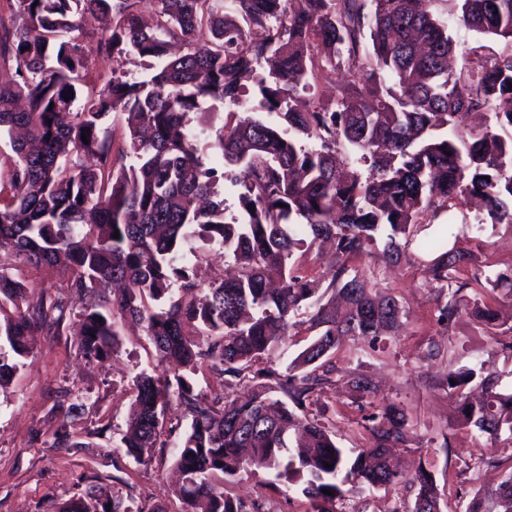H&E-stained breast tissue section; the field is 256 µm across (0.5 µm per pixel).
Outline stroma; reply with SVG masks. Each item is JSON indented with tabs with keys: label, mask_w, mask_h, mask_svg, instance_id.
I'll return each instance as SVG.
<instances>
[{
	"label": "stroma",
	"mask_w": 512,
	"mask_h": 512,
	"mask_svg": "<svg viewBox=\"0 0 512 512\" xmlns=\"http://www.w3.org/2000/svg\"><path fill=\"white\" fill-rule=\"evenodd\" d=\"M447 236L449 243L473 250L476 265L485 272L512 267V229L492 225L472 200L463 199L441 212L437 223L420 229L418 241ZM384 238L366 254L351 259V273L374 289L397 298L404 315L395 334L380 349L364 340H350L335 353L338 371L324 387L320 401L340 447L350 455L370 445L363 427L365 413L349 383L350 373L367 376L375 390L369 400L382 407L396 404L409 419L408 440L395 448L399 470L411 473L427 463L435 478L442 512H464L478 491L495 485L512 464V440H490L456 426L458 391L449 389L444 373L489 367L498 388L512 392V352L500 341L512 339L503 330L492 339L469 314L453 324L438 323L441 299L423 273L425 255L409 244L400 263L388 260ZM119 346L108 359H84L71 328L61 335L33 336L30 356L10 382L0 388V512H39L45 495L66 499L90 483L132 499L135 506L164 504L167 512H181L173 491L175 447L179 432L163 434L151 464L138 465L120 446L131 403L133 378L166 370L140 327H119ZM79 389L98 400L112 429L92 448L55 446L60 388ZM229 496L259 505L260 512H311L309 500L297 482L273 487L266 473L243 472L225 481ZM413 488L401 486L374 491L353 490L336 503V512H390L394 505H409Z\"/></svg>",
	"instance_id": "stroma-1"
}]
</instances>
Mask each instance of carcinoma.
I'll use <instances>...</instances> for the list:
<instances>
[{
	"mask_svg": "<svg viewBox=\"0 0 512 512\" xmlns=\"http://www.w3.org/2000/svg\"><path fill=\"white\" fill-rule=\"evenodd\" d=\"M449 1L457 26L512 43V0H301L295 12L289 0H152L150 25L139 0H13L20 23L0 33V134L25 136L11 141L0 200V388L29 356L34 333L55 336L68 321L81 355L100 361L118 347L117 322L131 320L177 372L134 378L120 443L146 465L171 409L190 419L176 458L182 512H249L214 482L248 469L301 477L312 512H335L348 484L411 483L406 512L439 503L424 465L403 475L391 464V449L406 441L404 412L387 405L365 415L371 446L352 459L311 406L332 382V354L345 339L378 342L403 316L393 295L349 274L350 257L384 233L388 258L401 262L400 239L466 196L484 203L490 223L512 227V53L473 52L449 68L456 46L439 8ZM81 10L112 15L94 46L78 35ZM253 27L263 40L248 38ZM205 30L212 46L200 48ZM94 53L112 61L111 77L86 92L80 78ZM131 55L152 60L148 71L124 69ZM264 64L260 106L280 121L247 114L215 131L190 126L189 114L218 104L247 108L246 82ZM316 74L336 81V103L300 111L294 94ZM118 109L127 112L123 143L104 127ZM475 111L492 122L462 130L459 117ZM299 134L316 146L297 145ZM203 141L223 169L209 163ZM340 152L371 162L369 176L342 170ZM226 193L238 201L229 218ZM329 238L336 253L323 279L290 266L295 251ZM193 241L224 245L237 272L199 288ZM436 251L425 276L446 297L438 321L451 325L467 305L497 334L499 299L483 291L512 302V268L489 276L467 248L441 240ZM27 266L71 274L88 302L29 304ZM468 288L479 293L468 299ZM303 313L314 336L288 373L253 370L251 398L228 401L225 389L271 358ZM204 366L221 390H196ZM477 376L484 394L461 397L457 425L512 436V393L497 390L489 369L449 371L444 381L461 390ZM56 445L88 447L73 440L66 416ZM45 504L47 512H144L97 484ZM465 512H512V470Z\"/></svg>",
	"mask_w": 512,
	"mask_h": 512,
	"instance_id": "obj_1",
	"label": "carcinoma"
}]
</instances>
